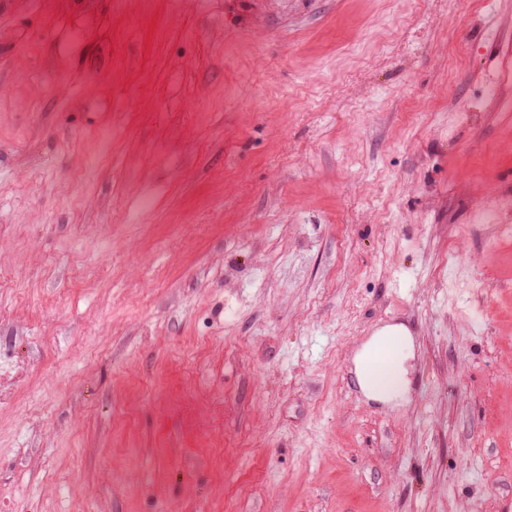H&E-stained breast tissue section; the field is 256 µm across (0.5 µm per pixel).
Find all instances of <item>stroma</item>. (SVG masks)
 Masks as SVG:
<instances>
[{"label": "stroma", "instance_id": "1", "mask_svg": "<svg viewBox=\"0 0 512 512\" xmlns=\"http://www.w3.org/2000/svg\"><path fill=\"white\" fill-rule=\"evenodd\" d=\"M508 53L512 0H0V512H512ZM378 352L386 355L373 361ZM413 356V341L403 326L378 329L353 358L361 390L374 401L392 404L406 399L407 362Z\"/></svg>", "mask_w": 512, "mask_h": 512}]
</instances>
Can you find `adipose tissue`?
<instances>
[{"mask_svg": "<svg viewBox=\"0 0 512 512\" xmlns=\"http://www.w3.org/2000/svg\"><path fill=\"white\" fill-rule=\"evenodd\" d=\"M412 356L413 341L404 327H381L353 358L361 390L377 402L404 401L408 393L407 363Z\"/></svg>", "mask_w": 512, "mask_h": 512, "instance_id": "ef3b65f1", "label": "adipose tissue"}]
</instances>
